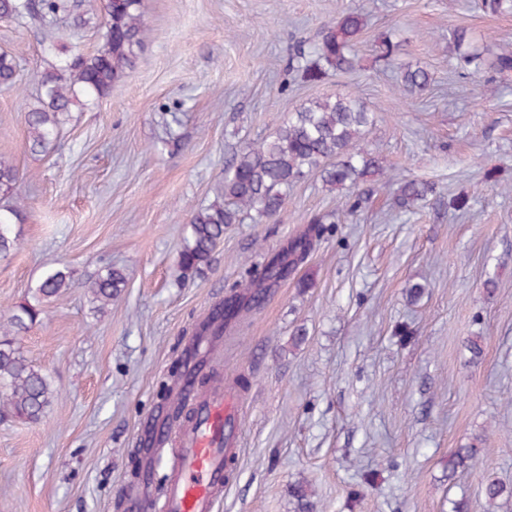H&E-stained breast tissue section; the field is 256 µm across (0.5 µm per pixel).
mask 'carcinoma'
<instances>
[{
  "label": "carcinoma",
  "instance_id": "cac0c4a2",
  "mask_svg": "<svg viewBox=\"0 0 512 512\" xmlns=\"http://www.w3.org/2000/svg\"><path fill=\"white\" fill-rule=\"evenodd\" d=\"M482 10L491 14H512V0H479ZM142 0H101L102 42L92 54L76 55L62 65L52 64L41 77L35 102L26 115L27 145L32 152H45L57 138L64 117L75 104L105 95L117 81L133 69L137 50L146 28L141 11ZM79 0H0V19H55L73 17L82 27L89 19L80 12ZM366 26V18L358 10L338 13L326 26L315 50L316 59L298 53V70L308 82L322 80L326 69L350 72L357 67L354 45ZM449 48L456 68L468 75L483 69L482 52L472 45L470 33L456 27L449 33ZM16 60L8 52H0V87L16 85ZM502 77L512 75V53L502 52L492 62ZM432 83L431 73L420 65H407L400 70L397 90L402 96L426 93ZM373 115L359 97L338 94L316 98L300 105L274 135L244 146L224 165V183L217 199L192 212L189 220L190 241L180 254L184 275L189 276L210 264L216 244L224 238V228L272 219L282 210L288 192L313 174L338 191L355 187L382 174L378 155L364 144ZM19 180L18 170L0 160V195L9 197ZM433 193L432 183L415 177L403 178L397 188L395 204L402 212H410L427 203ZM19 199L0 206V255L14 248L17 237L11 225L22 219ZM311 226L288 240L282 250L266 254L252 264L249 285L231 290L224 297V323L208 326L212 332L229 326L243 309L256 308L273 288L294 276L311 253L314 241L323 236L326 225L336 223V214L328 213L310 219ZM126 276L118 268L109 267L88 286L92 302L101 310L121 295ZM73 286L71 269L62 265L44 275L35 302L22 303L11 311L7 323L0 325V417L35 422L51 405L54 388L48 376L32 365L18 346L15 334L28 328L38 315L37 304ZM478 454L471 444L458 448L448 457V477L465 469ZM290 493L299 512H309L308 487L296 483Z\"/></svg>",
  "mask_w": 512,
  "mask_h": 512
}]
</instances>
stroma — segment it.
Segmentation results:
<instances>
[{
    "instance_id": "obj_1",
    "label": "stroma",
    "mask_w": 512,
    "mask_h": 512,
    "mask_svg": "<svg viewBox=\"0 0 512 512\" xmlns=\"http://www.w3.org/2000/svg\"><path fill=\"white\" fill-rule=\"evenodd\" d=\"M346 9L368 15L358 69L303 80L298 51L313 54ZM142 10L135 69L73 107L44 153L26 141L38 80L93 52L100 32L0 20V51L15 53L18 72L0 87V158L18 170L25 205L17 245L0 256V323L48 270L68 264L75 280L17 336L55 392L39 422L0 421V512H128L143 490L159 496L171 450L146 480L141 440L192 353L241 395L237 464L217 512H297L289 487L302 481L313 512L457 502L512 512V498L483 491L512 486V192L491 187L512 185V80L492 94L490 69L458 78L448 49L450 29L465 27L491 52L512 50V15L477 0H143ZM386 34L400 43L391 62L379 56ZM399 62L432 73L422 98L397 92ZM348 92L375 116L366 140L384 169L373 193L352 212L309 176L275 218L229 226L210 266L185 277L190 214L214 200L226 159L308 100ZM408 175L437 193L404 214L393 193ZM328 212L335 224L294 279L223 335H203L250 263ZM107 266L127 284L97 313L87 286ZM474 442L473 466L449 475L451 452Z\"/></svg>"
}]
</instances>
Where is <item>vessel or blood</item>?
<instances>
[{
    "label": "vessel or blood",
    "instance_id": "obj_1",
    "mask_svg": "<svg viewBox=\"0 0 512 512\" xmlns=\"http://www.w3.org/2000/svg\"><path fill=\"white\" fill-rule=\"evenodd\" d=\"M194 407L189 425L180 427L170 477L158 500L134 501L135 512H214L236 460L232 447L241 420L222 383L188 395Z\"/></svg>",
    "mask_w": 512,
    "mask_h": 512
}]
</instances>
